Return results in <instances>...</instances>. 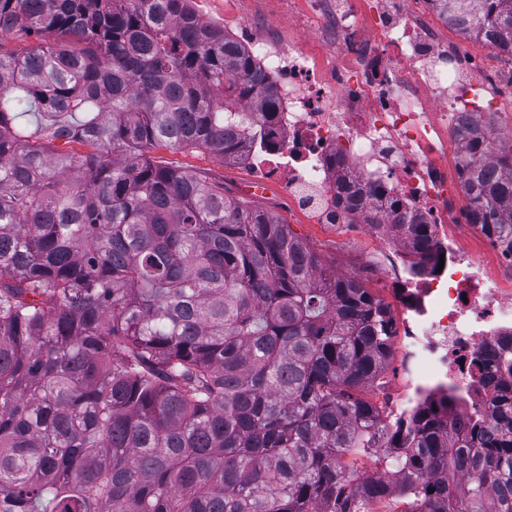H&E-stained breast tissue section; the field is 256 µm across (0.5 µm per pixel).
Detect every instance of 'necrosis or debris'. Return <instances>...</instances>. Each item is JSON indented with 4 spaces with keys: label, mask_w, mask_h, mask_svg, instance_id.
<instances>
[{
    "label": "necrosis or debris",
    "mask_w": 512,
    "mask_h": 512,
    "mask_svg": "<svg viewBox=\"0 0 512 512\" xmlns=\"http://www.w3.org/2000/svg\"><path fill=\"white\" fill-rule=\"evenodd\" d=\"M310 13L333 60L326 70L297 44L247 24L240 29L276 97L265 135L246 159L254 171L249 190L277 183L314 223L380 239L369 266L395 285L393 335L407 381L405 389L384 393L387 411L409 412L443 392L467 413L490 411L500 395L491 377L497 359L512 361V241L464 245L465 235L480 228L455 206L466 190L453 173L468 154L456 129L468 121L495 140L512 135V113H499L492 98L472 107L479 67L460 45L440 38L431 13L394 20L375 0L362 23L348 0H311ZM345 182L375 188L369 208L380 216L396 210L431 224L442 271L411 278L388 227L338 212Z\"/></svg>",
    "instance_id": "1"
}]
</instances>
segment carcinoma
I'll use <instances>...</instances> for the list:
<instances>
[{
    "mask_svg": "<svg viewBox=\"0 0 512 512\" xmlns=\"http://www.w3.org/2000/svg\"><path fill=\"white\" fill-rule=\"evenodd\" d=\"M443 2L512 54V0ZM3 30L36 44L0 43V512H512V388L385 415L390 308L151 157L262 135L266 76L223 29L190 0H0ZM466 136L470 212L512 235V154ZM391 229L431 271V225Z\"/></svg>",
    "mask_w": 512,
    "mask_h": 512,
    "instance_id": "cac0c4a2",
    "label": "carcinoma"
}]
</instances>
